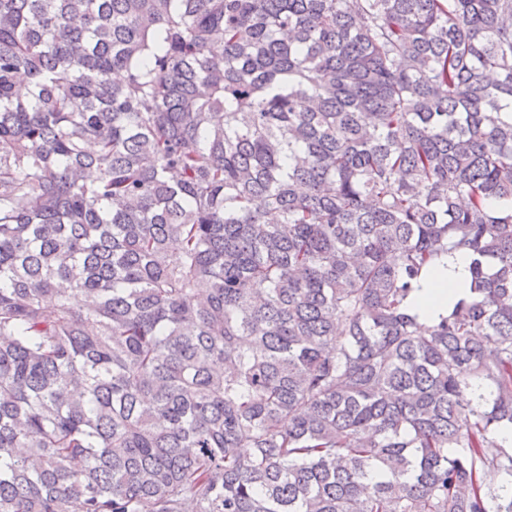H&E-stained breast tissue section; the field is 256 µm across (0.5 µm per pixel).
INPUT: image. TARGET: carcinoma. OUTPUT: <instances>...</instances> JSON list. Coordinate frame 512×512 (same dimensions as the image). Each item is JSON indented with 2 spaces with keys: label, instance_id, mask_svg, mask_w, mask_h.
Instances as JSON below:
<instances>
[{
  "label": "carcinoma",
  "instance_id": "obj_1",
  "mask_svg": "<svg viewBox=\"0 0 512 512\" xmlns=\"http://www.w3.org/2000/svg\"><path fill=\"white\" fill-rule=\"evenodd\" d=\"M505 424L512 0H0V512H512ZM468 266L469 262L462 254L443 256L423 283L422 290L407 299L405 311L417 316L423 325H432L439 314H448V300L466 298L471 294Z\"/></svg>",
  "mask_w": 512,
  "mask_h": 512
}]
</instances>
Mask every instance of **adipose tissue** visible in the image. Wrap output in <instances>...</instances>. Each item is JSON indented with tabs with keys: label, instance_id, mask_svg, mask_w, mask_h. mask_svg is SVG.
<instances>
[{
	"label": "adipose tissue",
	"instance_id": "ef3b65f1",
	"mask_svg": "<svg viewBox=\"0 0 512 512\" xmlns=\"http://www.w3.org/2000/svg\"><path fill=\"white\" fill-rule=\"evenodd\" d=\"M469 262L462 254L443 256L435 271L427 277L420 292L405 303L408 314L423 325L433 324L438 316L447 314L448 302L468 297L471 293Z\"/></svg>",
	"mask_w": 512,
	"mask_h": 512
}]
</instances>
